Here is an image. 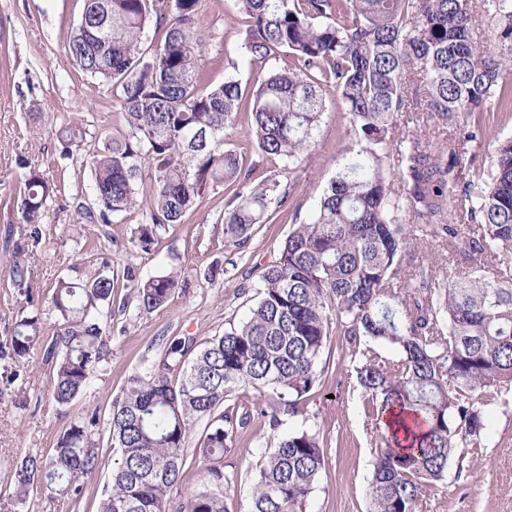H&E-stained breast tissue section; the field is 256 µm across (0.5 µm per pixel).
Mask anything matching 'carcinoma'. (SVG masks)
Masks as SVG:
<instances>
[{
	"mask_svg": "<svg viewBox=\"0 0 512 512\" xmlns=\"http://www.w3.org/2000/svg\"><path fill=\"white\" fill-rule=\"evenodd\" d=\"M241 54L227 67L275 66L250 90L209 83L200 68L202 0H84L69 53L86 75L120 91L128 133L86 159L97 211L91 220L141 208L137 245L179 224L221 184L236 186L224 239L240 246L268 223L310 159L326 111L342 112L351 146L309 220L295 224L260 276L248 318L203 347L175 336L163 359L131 375L108 419L71 420L55 448L17 467L12 495L38 489L79 496L102 466L108 434L119 461L99 512H230L224 470L240 432L259 417L277 432L298 416L320 383V358L336 334L359 358L356 378L384 448L369 485V512H416L448 475L459 447L487 437L484 407L512 390V138L494 141L490 171L467 145L487 138L483 117L512 109V0H233ZM155 26L162 39L144 46ZM491 28L494 43L481 40ZM248 110L257 158L288 168L252 183L225 148ZM83 125L58 132L59 157L81 150ZM56 189L36 169L19 191L29 237ZM471 259L457 272L418 263L421 239ZM498 266L488 271L489 261ZM181 274L136 282L140 310L164 307ZM114 278L57 283V331L43 340L37 319L16 323L12 354L42 345L53 365V399L67 406L112 354L103 318ZM383 344L397 358L379 355ZM251 392L258 406L234 402ZM208 418L196 448L203 488L176 499L190 467L193 423ZM319 433L290 428L251 477L248 512H306L325 465Z\"/></svg>",
	"mask_w": 512,
	"mask_h": 512,
	"instance_id": "carcinoma-1",
	"label": "carcinoma"
}]
</instances>
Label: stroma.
<instances>
[{
  "label": "stroma",
  "mask_w": 512,
  "mask_h": 512,
  "mask_svg": "<svg viewBox=\"0 0 512 512\" xmlns=\"http://www.w3.org/2000/svg\"><path fill=\"white\" fill-rule=\"evenodd\" d=\"M83 6L84 0H0V512H96L97 493L118 459L111 448H103L97 478L77 498L34 493L26 503L15 502L8 490L17 464L26 454L48 453L70 419L94 412L108 415L127 379L159 362L172 337L192 336L202 344L242 321L257 300L260 273L276 260L294 222L310 217L348 143L342 114L328 112L310 166L297 177L288 202L273 223L254 225L243 245L224 240V212L234 190L220 186L182 223L159 229L150 251L134 247L140 210L108 224L91 223L86 216L94 205L89 168L58 161L56 132L61 125L88 123L82 146L86 154L128 128L115 89L84 75L70 58L68 43ZM232 11V0H204L206 38L199 66L212 82L235 78L248 84L259 77V69L226 66L227 57L239 52L231 34ZM29 168L60 188L42 217L35 244L19 210V190ZM17 265L25 271L20 282L12 275ZM170 270L181 271L185 283L163 308L146 312L130 301L127 273L143 281ZM94 274L113 276L116 299L129 304L126 311L112 313L110 359L64 407L52 397L53 370L44 362L42 348L17 358L9 348L10 337L17 320L32 316L39 319L41 336L53 335L57 318L49 307L58 280L78 283ZM341 354L337 337H330L324 355L339 360L340 366L329 369L307 408L292 420L319 432L328 445L307 512L368 509L380 441L353 365ZM485 416L489 432L484 446L466 451L462 471H449L445 482L420 503V512H512V407L492 404ZM274 442L258 418L227 456L238 475L225 492L230 512H247L249 475Z\"/></svg>",
  "instance_id": "stroma-1"
}]
</instances>
